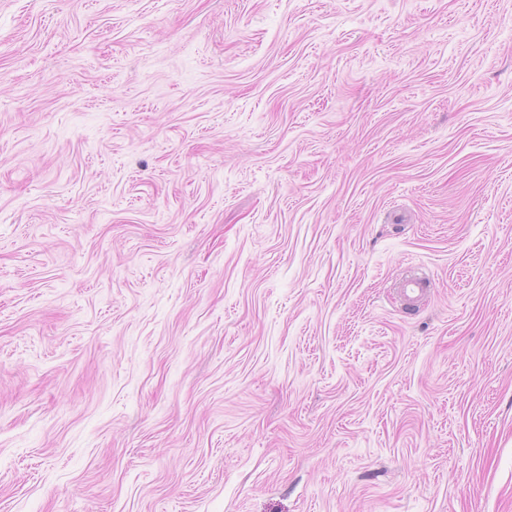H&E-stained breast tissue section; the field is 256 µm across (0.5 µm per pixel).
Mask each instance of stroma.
Listing matches in <instances>:
<instances>
[{
    "label": "stroma",
    "mask_w": 512,
    "mask_h": 512,
    "mask_svg": "<svg viewBox=\"0 0 512 512\" xmlns=\"http://www.w3.org/2000/svg\"><path fill=\"white\" fill-rule=\"evenodd\" d=\"M0 512H512V0H0ZM432 280L424 274L406 276L400 283L401 293L406 302L414 303L431 287Z\"/></svg>",
    "instance_id": "stroma-1"
}]
</instances>
